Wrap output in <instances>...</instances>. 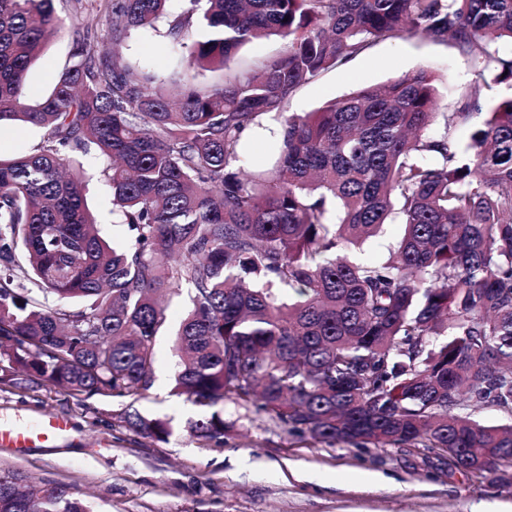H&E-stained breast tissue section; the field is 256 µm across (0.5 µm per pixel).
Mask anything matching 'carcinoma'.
<instances>
[{
	"label": "carcinoma",
	"mask_w": 512,
	"mask_h": 512,
	"mask_svg": "<svg viewBox=\"0 0 512 512\" xmlns=\"http://www.w3.org/2000/svg\"><path fill=\"white\" fill-rule=\"evenodd\" d=\"M72 2L68 65L31 102L22 87L58 28L55 0H0V135L42 131L0 159V381L142 395L165 302L187 285L174 392L202 409L190 436L224 445L218 406L234 402L318 443L437 448L480 476L512 468V424L472 414L512 418V94L484 112L463 85L439 114L436 79L419 70L284 113L374 41L414 34L512 81L498 47L512 44V0H186L173 14L168 0ZM162 18L167 80L120 51ZM271 36L282 51L198 84L195 71ZM267 119L276 156L248 172L243 134ZM93 152L124 245L101 235L71 172ZM394 215L388 255L355 257ZM124 422L173 434L136 410ZM0 512L94 510L8 472Z\"/></svg>",
	"instance_id": "1"
}]
</instances>
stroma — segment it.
<instances>
[{
	"label": "stroma",
	"mask_w": 512,
	"mask_h": 512,
	"mask_svg": "<svg viewBox=\"0 0 512 512\" xmlns=\"http://www.w3.org/2000/svg\"><path fill=\"white\" fill-rule=\"evenodd\" d=\"M62 24L28 71L25 93L39 97L67 65L73 43L68 0H60ZM164 26L131 31L126 58L159 65L168 54ZM421 69L433 72L439 111H449L459 84H476L481 101L512 94L508 84L480 81L454 44L425 36L375 42L368 52L304 84L288 113L316 111L353 90L384 85ZM85 168L89 207L115 243L128 237L112 221V195L101 160ZM191 306L188 289L171 298L169 332L159 337L151 368L152 387L130 401L95 396L78 399L48 383L0 384V421L35 426L47 415L70 424L69 434L21 451L0 446V472L63 487L89 500L94 512H512V470L475 478L449 465L446 455L425 448H357L327 445L288 433L232 403L224 419L232 426L223 446L189 436L185 427L201 410L173 394L174 330ZM170 421L174 433L161 442L129 430L123 414Z\"/></svg>",
	"instance_id": "1"
}]
</instances>
